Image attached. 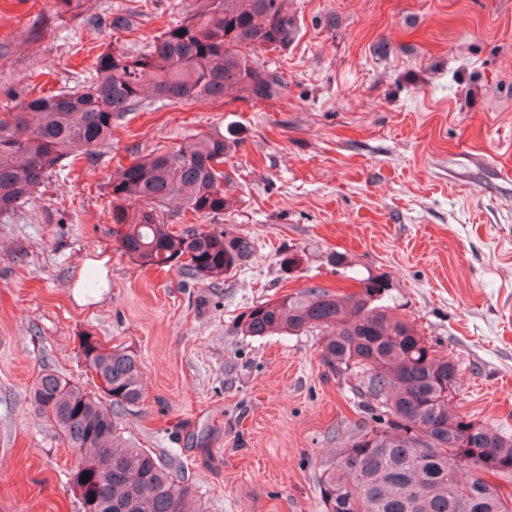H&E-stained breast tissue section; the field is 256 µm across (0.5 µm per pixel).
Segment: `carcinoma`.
Segmentation results:
<instances>
[{"label":"carcinoma","mask_w":512,"mask_h":512,"mask_svg":"<svg viewBox=\"0 0 512 512\" xmlns=\"http://www.w3.org/2000/svg\"><path fill=\"white\" fill-rule=\"evenodd\" d=\"M89 0H53L73 14ZM286 0H195L150 48L131 55L112 45L96 56L75 90L53 93L28 84L26 96L0 113V212L31 198L63 163L92 156L112 140V123L143 107L142 93L170 104L217 102L234 89L244 102L280 98L284 78L258 52L284 49L298 33ZM229 138L202 135L137 157L106 184L119 248L143 267L180 265L188 276L218 279L247 262L253 243L231 228L175 234L169 200L182 201L186 224L224 213V155ZM343 298L321 286L251 306L239 317L248 336L280 332L322 337L324 361L360 375L358 393L383 418L351 436L323 463L324 512H512L501 486L472 470L512 477V437L453 410L457 361L440 357L406 321L378 304L388 283L361 281ZM79 356L106 378L98 396L51 371L37 379L31 403L54 422L79 456L70 481L83 512H183L193 488L171 462L137 448L118 414L144 399L140 364L93 337ZM90 475L83 482L82 475Z\"/></svg>","instance_id":"cac0c4a2"}]
</instances>
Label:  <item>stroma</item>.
Instances as JSON below:
<instances>
[{
  "label": "stroma",
  "instance_id": "35a3bbf8",
  "mask_svg": "<svg viewBox=\"0 0 512 512\" xmlns=\"http://www.w3.org/2000/svg\"><path fill=\"white\" fill-rule=\"evenodd\" d=\"M190 0H0V110L31 73L75 87L117 38L143 49ZM296 40L261 55L287 88L274 101L161 105L112 126L96 155L56 169L0 214V512H80L78 457L30 403L43 369L94 390L88 334L140 361L145 398L120 424L176 457L188 512H323L322 461L375 425L320 337L243 335L241 312L311 285L382 302L461 370L460 412L512 435V0H292ZM234 140L231 227L252 258L218 279L143 269L112 235L105 185L131 155L196 134ZM302 260L292 269L282 261ZM107 287L85 288L86 259ZM81 299H74V292Z\"/></svg>",
  "mask_w": 512,
  "mask_h": 512
}]
</instances>
